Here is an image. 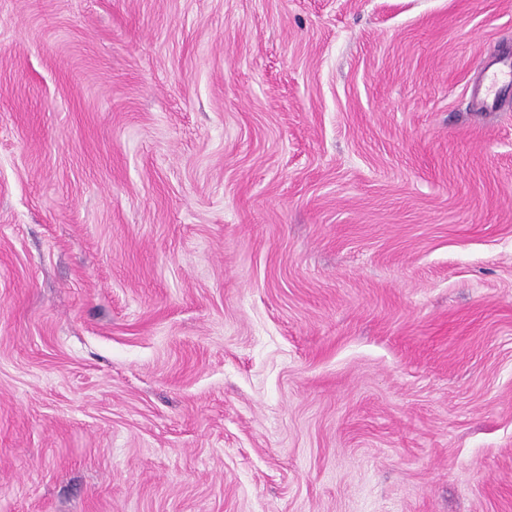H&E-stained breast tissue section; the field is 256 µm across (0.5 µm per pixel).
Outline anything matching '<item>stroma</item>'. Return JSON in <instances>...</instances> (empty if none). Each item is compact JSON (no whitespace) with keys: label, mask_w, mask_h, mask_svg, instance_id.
<instances>
[{"label":"stroma","mask_w":512,"mask_h":512,"mask_svg":"<svg viewBox=\"0 0 512 512\" xmlns=\"http://www.w3.org/2000/svg\"><path fill=\"white\" fill-rule=\"evenodd\" d=\"M512 0H0V512H512Z\"/></svg>","instance_id":"stroma-1"}]
</instances>
